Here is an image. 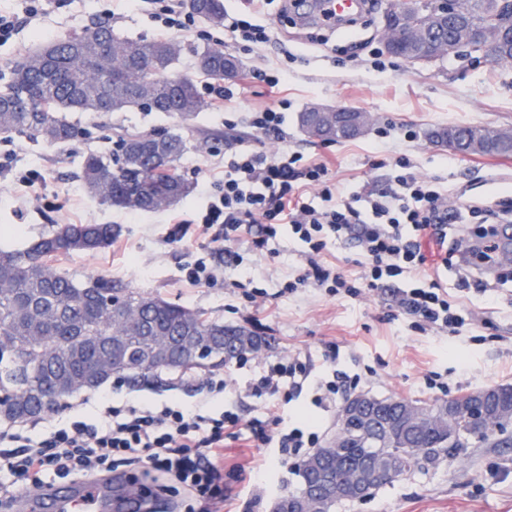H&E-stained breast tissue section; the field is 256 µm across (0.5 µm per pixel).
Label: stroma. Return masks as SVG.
<instances>
[{
  "instance_id": "obj_1",
  "label": "stroma",
  "mask_w": 512,
  "mask_h": 512,
  "mask_svg": "<svg viewBox=\"0 0 512 512\" xmlns=\"http://www.w3.org/2000/svg\"><path fill=\"white\" fill-rule=\"evenodd\" d=\"M399 2L375 0L357 29L340 35L287 26L278 16L277 0H271L264 21L272 29V41L251 50L227 41L223 49L240 59L243 71L276 72L284 75L285 83L275 94L258 80L244 87L230 80L234 96L226 112L205 108L190 122V138L196 147L182 160L185 178L196 185L223 169L225 155L239 149L271 156L284 147L302 153L305 159L329 162L338 185L350 192L382 187L400 157L407 162L408 174L434 179L451 193L491 172L512 167V156H461L428 137L431 130L453 124L512 130V66L473 64L458 58L421 65L385 54L381 57L384 71L372 70L369 52L380 47L383 18ZM104 18L130 42L158 34V21L129 0H70L67 7L49 8L37 23L22 26L10 42L0 44V74L27 50L64 34L82 32ZM282 97L288 101L285 142L261 138L245 123V115L276 106ZM312 105L354 108L371 113L376 122L354 139H312L298 125L299 112ZM69 118L81 123L86 134L68 145L49 146L19 135L0 140V157L11 154L17 174L35 169L45 179L39 199L28 196L14 182L0 179V248L27 246L60 224H109L116 239L127 242L126 253L108 248L74 252L60 256L57 267L78 279L103 275L204 311L225 324L255 326L269 336L270 348L238 370L227 389L229 396L239 399L243 422L266 421L273 435L282 431L284 423L298 418L314 427L320 438L335 431V413L309 406V394L281 402L274 414L262 400L245 394L262 361L297 352L312 356L317 374L340 369L360 376L359 392L378 397L451 398L477 388L512 384V254L503 256L497 266L507 283L486 295L472 296L468 307L475 323L452 339L435 331L416 330L408 319L389 317L383 299L368 292L351 298L310 289L279 296L281 282L304 266L302 243L285 231L269 252L256 255L245 246H235L241 257L237 263L220 254L217 280L192 286L185 282L182 267L196 258L205 242L190 235L171 244L167 236L171 216L193 218L206 209V195L194 188L167 209L135 212L100 204L78 177L85 153L111 151L113 141L123 132L168 128L175 125V117L132 111L94 119L73 112ZM384 130L389 133L385 139L380 136ZM245 268L251 270L256 287L274 296L266 315L255 323L246 313L242 289L234 285ZM331 341L340 347L334 364L322 357ZM462 360L468 362L467 370L459 369ZM433 372L441 374L447 390L428 388L426 377ZM209 376V371L200 369L185 374L165 371L159 380L145 385L127 383L116 389L107 383L103 390L117 405L147 397L203 405L217 412L221 398H207L204 389ZM259 454V449L246 447L244 442H224V490L239 512H269L274 498L299 487L294 469L278 455L268 457L261 472L252 471ZM114 474L124 489L133 491L153 512H200L199 499L177 482H170L162 492L140 468L121 466ZM336 512H512V447L470 446L461 461L409 475L365 501L338 505Z\"/></svg>"
}]
</instances>
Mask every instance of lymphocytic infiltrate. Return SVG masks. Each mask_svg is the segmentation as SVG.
Here are the masks:
<instances>
[{
    "instance_id": "obj_1",
    "label": "lymphocytic infiltrate",
    "mask_w": 512,
    "mask_h": 512,
    "mask_svg": "<svg viewBox=\"0 0 512 512\" xmlns=\"http://www.w3.org/2000/svg\"><path fill=\"white\" fill-rule=\"evenodd\" d=\"M148 2L155 8L162 34L209 38V31L198 28L185 10L183 0ZM245 2L243 12L225 14V36L245 48L268 43L269 28L250 21L251 15L261 13L265 0ZM218 187L219 195L204 212L175 221L170 242H180L194 230L209 242L244 241L249 251L260 253L282 229H289L308 249L303 271L283 283L282 293L313 288L332 297H357L366 290L388 289L396 315L413 319L420 330L451 337L469 325V308L463 296H449L437 282L440 268L457 269L467 289L488 292L487 276L499 249L496 227L512 223L511 198L491 207L460 196L448 208L435 181L402 172L383 188L348 193L336 184L326 163L304 162L296 152L284 151L272 158L248 150L235 152L224 163ZM311 190L316 193L312 200L307 197ZM472 219L483 224L482 233L449 238L448 225ZM344 238L357 244L359 274H346L322 260L328 242ZM405 278L412 280V287H398V280ZM307 389L313 392L312 405L326 412L335 405L341 386L338 380L315 377L310 357L297 354L266 363L247 393L272 398L284 392L293 399ZM243 428L254 447L277 443L286 458L299 457L301 449L318 444L317 433L298 426L272 437L263 421L243 422L231 401L212 417L177 403L140 401L115 407L102 397L86 420L49 429L35 421L21 429L0 430V472L11 476L10 481H0V506L13 501L15 478L38 486L52 472L92 483L102 473L127 464L139 466L155 480L180 483L202 501V512H223L219 463L224 440L237 437Z\"/></svg>"
}]
</instances>
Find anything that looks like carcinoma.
Segmentation results:
<instances>
[{
	"instance_id": "carcinoma-1",
	"label": "carcinoma",
	"mask_w": 512,
	"mask_h": 512,
	"mask_svg": "<svg viewBox=\"0 0 512 512\" xmlns=\"http://www.w3.org/2000/svg\"><path fill=\"white\" fill-rule=\"evenodd\" d=\"M496 5V0H470V11L460 22L448 26V57L476 41L479 30ZM192 12L206 22L224 24V0H197ZM81 52L72 54L75 45ZM55 60L46 61L45 46L23 55L10 68L11 77L0 90V138L25 135L54 146L79 140L85 130L67 117L83 112L98 117L109 112L148 110L178 116L186 123L202 107L196 81L172 73L182 52L173 39L141 38L129 42L108 22H98L78 35L51 41ZM118 48L120 59L98 70L103 50ZM391 55L405 60L431 57L430 49L400 41ZM199 76L224 80V67L241 70V62L221 47H204L195 52ZM39 106L47 111L38 112ZM299 124L309 137L347 140L311 117ZM159 148L153 133H124L112 152L91 151L82 161L81 181L104 205L139 212L158 211L185 199L191 184L179 172L180 162L191 142L186 131H165ZM438 136L462 154L507 155L512 144L502 132L482 126L451 125ZM114 233L110 224H63L23 250L0 249V335L12 339V348L0 352V383L14 391L18 401L1 410L11 421L36 419L62 409L54 387L65 382L82 386L90 366L103 358L125 362L127 378L133 382L158 377L161 369L146 363L155 350L154 337L169 340V352L180 355L188 342L208 348L209 366L222 367L260 346H270L259 332L226 326L205 313L143 294L103 276L77 280L54 265L57 257L71 252H94L106 248ZM481 400L486 410L497 414L512 411V385L504 384L463 392L448 400H420L427 424L410 433H385L396 427L409 399H379L377 428L349 423L343 447L327 452L319 447L298 466L300 487L281 496L283 508L294 507L298 493L322 489L328 474L340 477L366 457L376 459L381 473L374 489L389 486L426 465L453 461L464 446L448 443V431L433 422L435 412L456 410L452 423L478 444L490 440L493 430L476 428L464 421L463 410ZM382 441L377 452H369V435Z\"/></svg>"
}]
</instances>
